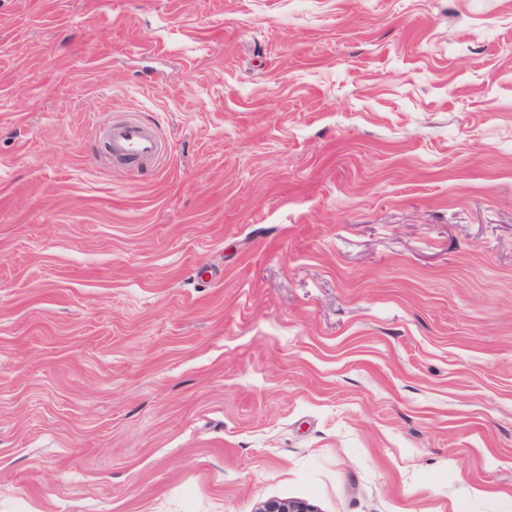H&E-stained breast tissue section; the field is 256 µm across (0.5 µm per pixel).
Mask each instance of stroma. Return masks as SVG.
Returning <instances> with one entry per match:
<instances>
[{
  "label": "stroma",
  "instance_id": "stroma-1",
  "mask_svg": "<svg viewBox=\"0 0 512 512\" xmlns=\"http://www.w3.org/2000/svg\"><path fill=\"white\" fill-rule=\"evenodd\" d=\"M272 499L512 512V0H0V512ZM109 136L115 152L130 156L135 161L156 158L161 153L162 139L159 133L137 119L112 126Z\"/></svg>",
  "mask_w": 512,
  "mask_h": 512
}]
</instances>
